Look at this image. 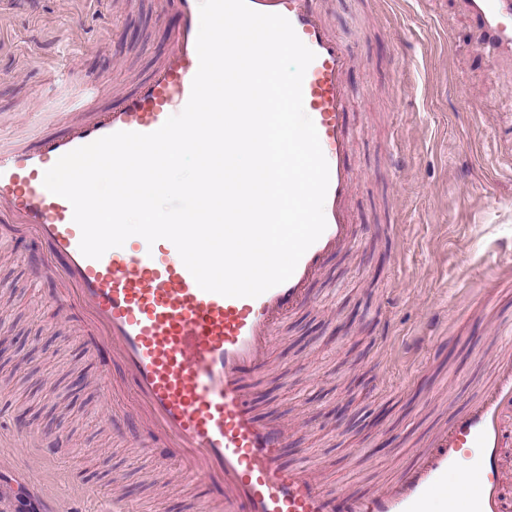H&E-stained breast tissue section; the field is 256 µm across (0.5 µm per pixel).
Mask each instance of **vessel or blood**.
I'll return each instance as SVG.
<instances>
[{
	"instance_id": "1",
	"label": "vessel or blood",
	"mask_w": 512,
	"mask_h": 512,
	"mask_svg": "<svg viewBox=\"0 0 512 512\" xmlns=\"http://www.w3.org/2000/svg\"><path fill=\"white\" fill-rule=\"evenodd\" d=\"M261 13L292 24L315 58L303 79L304 110L329 165L324 203L327 226L285 283L255 298L202 290L175 245L157 251L109 249L101 258L80 250L81 230L71 203L49 192L44 174L64 154L118 131L151 133L188 102L199 67V0H166L179 16L171 46L156 72L105 108L94 106L98 81H85L70 107L80 113L61 133L35 144L0 141V223L15 224L37 248L34 262H57L65 286L54 302L84 316L90 346H110L123 372L105 374V398L127 394L132 419L151 441L169 448L179 471L199 484L222 487L197 512H435L441 489L461 465L471 479L449 494L444 512H512L506 488L512 472V356L497 361L479 396L434 432L426 448L382 487L365 493L324 488L307 467L287 466L286 426L259 418L245 387L288 314L311 304L310 286L328 255L361 240L352 222V138L345 73L351 58L327 25L319 0H248ZM481 44L512 55V0H464Z\"/></svg>"
}]
</instances>
